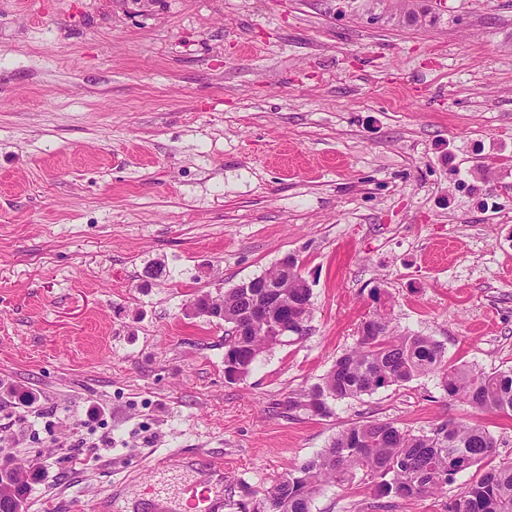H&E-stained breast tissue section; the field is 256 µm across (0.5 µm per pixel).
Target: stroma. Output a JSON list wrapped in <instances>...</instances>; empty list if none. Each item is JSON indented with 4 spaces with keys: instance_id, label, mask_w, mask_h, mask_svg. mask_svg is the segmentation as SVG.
I'll return each instance as SVG.
<instances>
[{
    "instance_id": "stroma-1",
    "label": "stroma",
    "mask_w": 512,
    "mask_h": 512,
    "mask_svg": "<svg viewBox=\"0 0 512 512\" xmlns=\"http://www.w3.org/2000/svg\"><path fill=\"white\" fill-rule=\"evenodd\" d=\"M368 0H0V461L40 462L27 512L246 491L351 423L512 415L421 376L286 412L388 293L400 331L512 368V0H441L433 24ZM495 161L493 175L476 167ZM497 201L484 208V197ZM293 256L308 335L224 376L223 321L189 315ZM172 455L165 468L153 458ZM472 472L389 512H445ZM369 480L312 512H378Z\"/></svg>"
}]
</instances>
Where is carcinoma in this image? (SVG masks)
Listing matches in <instances>:
<instances>
[{
    "mask_svg": "<svg viewBox=\"0 0 512 512\" xmlns=\"http://www.w3.org/2000/svg\"><path fill=\"white\" fill-rule=\"evenodd\" d=\"M283 274L276 263L251 281L273 285ZM283 292L280 298L264 302L266 324L251 335L227 331L224 357L238 360L245 375L259 355L274 346L269 329L277 319L278 301L301 307L306 317L312 312V292L306 284ZM381 295L376 292L378 307L360 324L355 348L339 357L321 382L297 397L288 396L281 403L286 411L325 416L331 400L372 394L433 375L450 398L484 412L512 413V369L488 374L450 363L444 345L433 337L397 331ZM249 304L246 289L238 285L212 300V306H224V322L230 328ZM494 448V439L479 424L445 423L416 434L390 422H356L336 434L321 452L290 466L262 497L240 503L239 512H311L312 501L324 486L348 483L359 472L371 480L380 498L432 496L453 484L459 474L491 461ZM36 469L35 461L12 468L10 483L0 489L26 501ZM448 512H512V463L483 471L465 491L448 500Z\"/></svg>",
    "mask_w": 512,
    "mask_h": 512,
    "instance_id": "obj_1",
    "label": "carcinoma"
}]
</instances>
